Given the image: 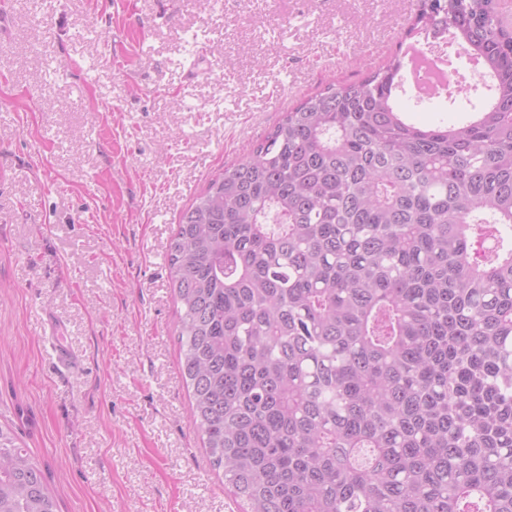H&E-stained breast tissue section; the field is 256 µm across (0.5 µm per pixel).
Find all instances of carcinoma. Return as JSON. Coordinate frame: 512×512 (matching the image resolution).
Listing matches in <instances>:
<instances>
[{
	"mask_svg": "<svg viewBox=\"0 0 512 512\" xmlns=\"http://www.w3.org/2000/svg\"><path fill=\"white\" fill-rule=\"evenodd\" d=\"M491 76L406 122L400 52L285 113L169 245L190 421L247 512H512V25L421 0ZM0 512H56L0 428ZM485 93L486 91L480 88L477 94L471 93L468 98L458 97L454 104L448 102L444 96L418 103L408 94L399 93L396 104L407 119L418 126L444 127L460 123L475 114L474 112L485 102Z\"/></svg>",
	"mask_w": 512,
	"mask_h": 512,
	"instance_id": "obj_1",
	"label": "carcinoma"
}]
</instances>
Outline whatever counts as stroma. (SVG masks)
<instances>
[{
  "label": "stroma",
  "instance_id": "1",
  "mask_svg": "<svg viewBox=\"0 0 512 512\" xmlns=\"http://www.w3.org/2000/svg\"><path fill=\"white\" fill-rule=\"evenodd\" d=\"M14 2L0 17V426L57 512H243L190 423L171 238L288 107L393 54L420 2ZM484 102L396 100L421 127Z\"/></svg>",
  "mask_w": 512,
  "mask_h": 512
}]
</instances>
